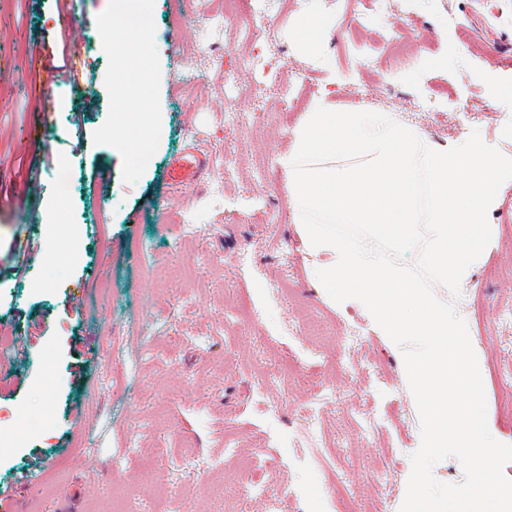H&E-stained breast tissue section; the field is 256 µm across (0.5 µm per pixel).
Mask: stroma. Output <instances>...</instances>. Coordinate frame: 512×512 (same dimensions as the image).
Instances as JSON below:
<instances>
[{
    "mask_svg": "<svg viewBox=\"0 0 512 512\" xmlns=\"http://www.w3.org/2000/svg\"><path fill=\"white\" fill-rule=\"evenodd\" d=\"M110 2L82 0L74 22L85 85L48 91L35 61L43 39L59 35L56 0H0V153L9 155L0 198L11 201L0 209V326L38 320L13 378L0 381V438L9 442L0 491L30 512H56L64 497L79 512H224L225 486L251 482L261 492L244 512H268L272 493L280 512H343L329 490L337 477L373 512H399L421 443L403 348L379 336L365 311L338 310L312 287L279 159L323 89L337 105L404 116L437 143L475 132L512 156V100L487 92L490 81L512 80V0H394L386 21L366 30L337 18L311 57L290 28L294 16L320 12L318 0H297L255 41L245 24L216 21L218 0H153L146 49L154 75L142 101L114 94L112 70L124 60L95 38ZM388 29L421 35L419 55L394 65ZM349 36L369 54L346 57ZM458 45L465 56L453 55ZM211 53L224 67L210 65ZM252 54L267 76L239 68L243 92L225 101V66ZM312 61L318 69L294 86L293 111H281L268 85ZM429 95L437 111L416 109ZM229 108L250 122L226 128ZM46 110L50 165L33 197L32 156L19 132ZM139 110L157 128L143 168L111 133ZM227 143L237 172L223 196L212 193L210 168L198 184L170 189L168 168L184 150L210 159ZM489 221L495 236L453 303L479 354L489 432L512 444L499 379L512 367V326L496 317L512 302V181ZM30 238L38 255L13 273L10 245ZM307 320L323 335L306 336ZM349 329L360 342L344 373L334 365L336 338ZM369 362L380 375L365 371ZM270 363L293 366L304 386L268 385ZM322 391L338 400L309 423L305 408ZM370 407L385 420L367 435L360 414ZM191 458L207 462L206 472L187 467ZM378 470L388 473L387 490L372 483ZM23 473L40 478L35 496Z\"/></svg>",
    "mask_w": 512,
    "mask_h": 512,
    "instance_id": "35a3bbf8",
    "label": "stroma"
}]
</instances>
